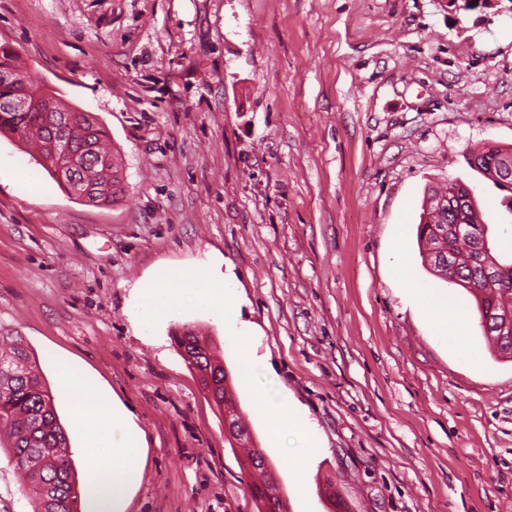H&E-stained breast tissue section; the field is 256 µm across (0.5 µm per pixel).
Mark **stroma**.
<instances>
[{
    "label": "stroma",
    "mask_w": 512,
    "mask_h": 512,
    "mask_svg": "<svg viewBox=\"0 0 512 512\" xmlns=\"http://www.w3.org/2000/svg\"><path fill=\"white\" fill-rule=\"evenodd\" d=\"M0 44L36 86L91 114L127 194H68L0 135V333L23 337L43 383L75 366L136 427L143 474L126 512H257L242 449L173 334L236 371L224 318L153 315L143 287L185 268L234 285L255 384L303 432L272 438L232 384L289 512H502L512 503V360L472 295L421 262L432 189L473 186L512 260V190L471 150L512 147V0H0ZM462 306L471 362L396 276Z\"/></svg>",
    "instance_id": "35a3bbf8"
}]
</instances>
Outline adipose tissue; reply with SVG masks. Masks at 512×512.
Returning a JSON list of instances; mask_svg holds the SVG:
<instances>
[{"label":"adipose tissue","instance_id":"1","mask_svg":"<svg viewBox=\"0 0 512 512\" xmlns=\"http://www.w3.org/2000/svg\"><path fill=\"white\" fill-rule=\"evenodd\" d=\"M143 300L153 302L155 312L187 302L204 301L220 309L225 321H234V297L227 286H212L199 269L185 270L174 277L173 285L153 283L144 288ZM429 318L437 323L444 336L468 358L475 351L466 342L468 321L462 308L427 307ZM63 394L73 406V418L88 428L92 436L80 453L90 475L85 486V512H124L129 489L140 481L144 449L135 434L116 437L111 432L108 409L96 399L93 388L73 368L59 364Z\"/></svg>","mask_w":512,"mask_h":512}]
</instances>
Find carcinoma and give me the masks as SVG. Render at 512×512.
<instances>
[{"mask_svg": "<svg viewBox=\"0 0 512 512\" xmlns=\"http://www.w3.org/2000/svg\"><path fill=\"white\" fill-rule=\"evenodd\" d=\"M19 70L15 51L6 45H0V72ZM57 112H11L0 107V132L16 134L29 139L33 130L42 137L40 155L48 154V144L52 134H62L64 118L73 116L68 138L72 150L77 154L79 169L75 176L84 182L89 203L107 205L117 201L116 193L124 192L115 154L107 147L108 133L96 120L81 112H72L60 100H55ZM507 149L497 146L485 147L472 154L480 163L478 170L490 179H495L499 160L511 154ZM437 203L422 205L420 222L417 227V241L422 262L427 264L434 275L458 286L469 281L476 269L469 263L474 245L488 240V225L484 216L476 208L475 199L470 197L463 203L461 210H448V223L457 219L471 226V237L450 242L460 243L452 249L458 258L455 270L450 271L439 266L431 257L434 247L438 246L437 230L441 218L436 212ZM512 297L502 290L491 291L485 295H474L479 319H484L493 308H502L503 300ZM178 346H186L193 357L190 364L200 372L210 373V378L218 395L214 396L217 406L224 401L234 400V396L224 389V364L214 360L210 353H204L199 347L196 334L186 329L176 338ZM0 450L13 463L21 485L37 503V512H73L69 503L79 492L75 472L68 452L65 430L59 422L53 396L42 384L36 362L19 336H0Z\"/></svg>", "mask_w": 512, "mask_h": 512, "instance_id": "obj_1", "label": "carcinoma"}]
</instances>
